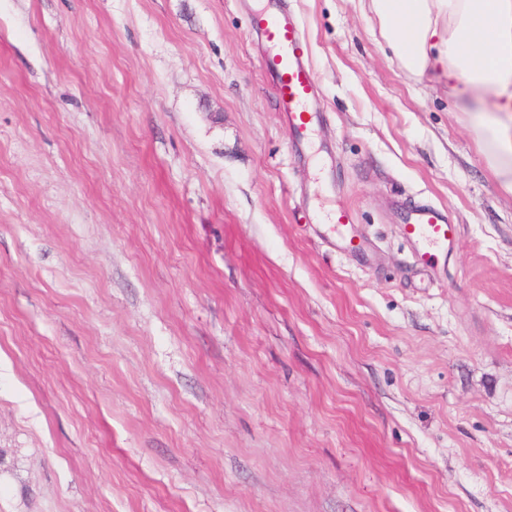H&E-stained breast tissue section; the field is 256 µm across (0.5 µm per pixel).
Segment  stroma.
Wrapping results in <instances>:
<instances>
[{
	"mask_svg": "<svg viewBox=\"0 0 512 512\" xmlns=\"http://www.w3.org/2000/svg\"><path fill=\"white\" fill-rule=\"evenodd\" d=\"M252 3L0 0V512H512V194L359 0L293 146ZM402 237L415 244L413 262L434 269L440 255L457 242L459 229L450 224L447 214L433 205L410 208L400 226ZM324 226V237L341 253L356 251L361 248V244L355 242V238H361L358 235H352L348 227L352 224V214L348 207L338 206L328 216Z\"/></svg>",
	"mask_w": 512,
	"mask_h": 512,
	"instance_id": "1",
	"label": "stroma"
}]
</instances>
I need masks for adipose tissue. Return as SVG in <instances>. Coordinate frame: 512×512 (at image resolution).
I'll use <instances>...</instances> for the list:
<instances>
[{
	"instance_id": "obj_1",
	"label": "adipose tissue",
	"mask_w": 512,
	"mask_h": 512,
	"mask_svg": "<svg viewBox=\"0 0 512 512\" xmlns=\"http://www.w3.org/2000/svg\"><path fill=\"white\" fill-rule=\"evenodd\" d=\"M398 65L443 81L512 193V0H366Z\"/></svg>"
}]
</instances>
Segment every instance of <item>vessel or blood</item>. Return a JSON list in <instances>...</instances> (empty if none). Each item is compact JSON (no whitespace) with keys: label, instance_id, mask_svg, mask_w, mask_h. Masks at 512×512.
<instances>
[{"label":"vessel or blood","instance_id":"obj_1","mask_svg":"<svg viewBox=\"0 0 512 512\" xmlns=\"http://www.w3.org/2000/svg\"><path fill=\"white\" fill-rule=\"evenodd\" d=\"M249 24L264 44L262 66L274 81L278 110L288 127L293 144L307 142L320 114L314 107L318 77L306 56V39L294 13L283 0H263L250 13ZM352 214L348 207L335 208L324 223L325 238L340 252L358 250L348 227ZM400 232L414 243L413 262L435 268L440 255L447 253L459 235L457 225L432 205L408 210Z\"/></svg>","mask_w":512,"mask_h":512}]
</instances>
